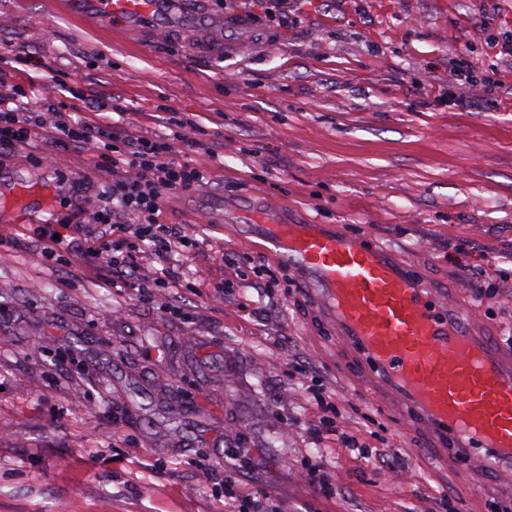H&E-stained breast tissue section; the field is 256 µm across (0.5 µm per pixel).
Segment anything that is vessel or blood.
Here are the masks:
<instances>
[{"label": "vessel or blood", "mask_w": 512, "mask_h": 512, "mask_svg": "<svg viewBox=\"0 0 512 512\" xmlns=\"http://www.w3.org/2000/svg\"><path fill=\"white\" fill-rule=\"evenodd\" d=\"M179 0H65L67 8L141 33L162 26ZM213 215L246 218L250 249L273 257L298 285L309 313L334 335L357 387L392 405L441 460L484 464L512 476V352L481 330L479 310L412 275L386 245L343 227L253 218L217 202Z\"/></svg>", "instance_id": "b4317fda"}]
</instances>
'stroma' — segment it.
<instances>
[{
	"label": "stroma",
	"instance_id": "35a3bbf8",
	"mask_svg": "<svg viewBox=\"0 0 512 512\" xmlns=\"http://www.w3.org/2000/svg\"><path fill=\"white\" fill-rule=\"evenodd\" d=\"M186 7L195 31L144 39L62 0H0L10 81L25 78V49L62 81L52 103L72 104L75 89L117 98L143 135L167 133L164 105L223 146L213 157L177 145L210 178L167 193L164 222L195 245L168 259L185 287L144 301L79 253L47 260L33 232L42 209L79 227L112 181L97 152L57 149L54 170L38 140L0 153V512H225L231 474L272 512H440L454 492L459 512H512V486L434 466L422 433L349 385L287 269L198 209L206 194L254 198L394 246L418 278L479 305L512 351V0ZM462 53L494 94L451 87ZM316 389L360 448L315 433ZM173 397L187 408L176 423ZM307 462L327 467L335 498L300 480Z\"/></svg>",
	"mask_w": 512,
	"mask_h": 512
}]
</instances>
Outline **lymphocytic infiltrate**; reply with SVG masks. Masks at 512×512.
Masks as SVG:
<instances>
[{"instance_id": "lymphocytic-infiltrate-1", "label": "lymphocytic infiltrate", "mask_w": 512, "mask_h": 512, "mask_svg": "<svg viewBox=\"0 0 512 512\" xmlns=\"http://www.w3.org/2000/svg\"><path fill=\"white\" fill-rule=\"evenodd\" d=\"M37 91L35 82H0V151L12 150L40 138L51 145L106 150L112 185L89 210L91 223L101 232L87 241L82 253L101 260L112 273L113 286L150 295L159 285L179 286L178 276L148 279L140 272L138 256L143 250L158 257L187 248L189 238L178 225L163 222L164 199L169 191H188L207 181V173L175 158V142L192 148L200 140L177 133L175 138L136 137L129 134L125 110L111 98L79 92L85 108L95 112V121L76 120L61 106L45 103L29 106Z\"/></svg>"}]
</instances>
